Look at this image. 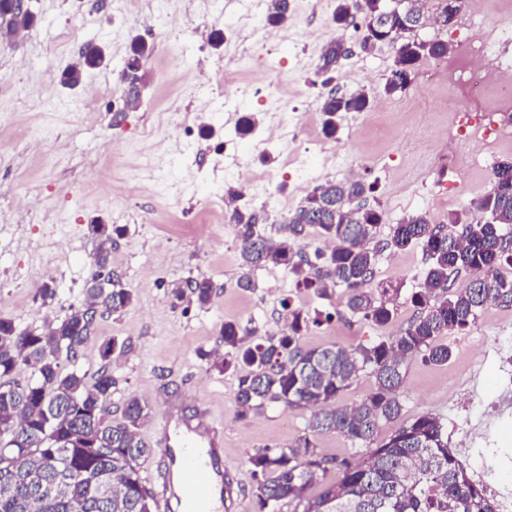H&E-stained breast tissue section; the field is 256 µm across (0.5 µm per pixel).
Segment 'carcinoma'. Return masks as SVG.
<instances>
[{
  "label": "carcinoma",
  "instance_id": "1",
  "mask_svg": "<svg viewBox=\"0 0 512 512\" xmlns=\"http://www.w3.org/2000/svg\"><path fill=\"white\" fill-rule=\"evenodd\" d=\"M15 0H0V19L14 30L31 28L35 16L18 12ZM457 0H438L434 14L452 25ZM430 18L421 0L392 11L387 0H334L333 22L340 27L361 22L360 46L365 51L391 44L395 56L391 73L413 75L425 58L448 56V43L412 40L401 33L423 27ZM151 47L132 39L126 61L132 91L137 72ZM346 42L332 39L322 48L319 70L335 73L344 60ZM369 94L329 92L321 111L329 138L336 136L334 118L362 112ZM492 188L477 196L467 211L455 213L446 224H433L414 214L393 225L385 248L395 253L419 244L427 273L411 297L420 312L391 341L372 346H300L303 327L322 321L301 309L288 312V333L255 342V329L226 322L221 337L227 354L213 362L220 371L238 373L235 394L238 413L246 418L266 406L281 403L311 412L308 428L296 445L257 451L248 458L246 471L257 512H280L285 501L297 502L301 512H495L476 484L448 448V435L433 414L419 415L376 439L380 422L401 414L398 391L406 361L419 356L429 365H444L451 357L437 338L463 332L477 313L493 301L512 303V280L500 268L512 266V161L493 165ZM372 185L358 179L327 182L315 187L278 234L259 229L257 214L234 209L243 247V265L272 264L287 270L297 286L312 288L328 297L336 287L349 293L348 309L376 325L394 317L393 296L399 288L375 283L376 251L369 247L382 213L366 203ZM330 244L312 262L302 240L305 232ZM119 225L106 226L103 241L93 257L86 304L58 323L42 330L21 328L0 317V512H154L155 499L140 461L152 449L139 429L149 417L147 404L128 396L121 418L112 420L110 369L112 356L125 344L112 338L101 347L103 364L86 381L78 368L82 345L97 318L120 313L133 303L120 277L103 276L108 270L112 235ZM475 277L462 291L453 292L452 280L461 272ZM187 288L197 305H207L212 285L190 280ZM30 370L22 385L14 376ZM362 371L375 379L373 391L360 403L339 406L337 400ZM335 432L357 446L341 460L321 454L315 435ZM337 478L327 480L329 472ZM323 484L315 497L308 490Z\"/></svg>",
  "mask_w": 512,
  "mask_h": 512
}]
</instances>
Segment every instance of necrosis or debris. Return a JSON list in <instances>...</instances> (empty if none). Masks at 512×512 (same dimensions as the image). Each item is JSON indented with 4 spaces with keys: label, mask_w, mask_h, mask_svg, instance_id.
<instances>
[{
    "label": "necrosis or debris",
    "mask_w": 512,
    "mask_h": 512,
    "mask_svg": "<svg viewBox=\"0 0 512 512\" xmlns=\"http://www.w3.org/2000/svg\"><path fill=\"white\" fill-rule=\"evenodd\" d=\"M488 11L485 0H468L459 19L461 35L448 57L435 63L448 87L446 104L452 121L448 126V148L430 154L431 168L453 160L463 144L470 141L476 146L471 161L479 167L484 166L487 156L512 144V57L499 48L501 42L512 39V30L489 27ZM278 97L281 105L256 150L265 152L270 142L283 145L282 166L293 175V184L301 191L315 178L306 171L295 145L301 140L319 143L323 131L315 115L299 112L287 86H280Z\"/></svg>",
    "instance_id": "4bbe7bcc"
}]
</instances>
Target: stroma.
<instances>
[{"instance_id":"stroma-1","label":"stroma","mask_w":512,"mask_h":512,"mask_svg":"<svg viewBox=\"0 0 512 512\" xmlns=\"http://www.w3.org/2000/svg\"><path fill=\"white\" fill-rule=\"evenodd\" d=\"M225 0H31L37 24L12 41H0V317L23 328L40 329L60 321L85 301L98 241L93 223L124 226L112 243L110 267L134 297L124 312L98 319L82 346L78 366L94 374L100 366V346L110 338L124 341L125 351L112 357V412L120 414L125 396L135 395L150 408L140 429L153 444L155 427L169 401L186 412L207 404L224 430V468L233 484V512H256L245 475L250 454L267 448H287L307 432L308 410L280 404L239 417L234 372L212 368L223 357L220 330L224 322H253L258 339L278 335L285 319L284 303L312 313L332 314L337 337L325 326L303 331V347L338 343L370 346L390 340L416 314L409 297L423 281L427 264L421 246L392 253L379 251L376 279L395 283L390 324L375 325L350 313L343 288L328 298L296 287L287 272L268 265L248 272L253 288H239L241 242L225 213L211 209L216 193L239 186L226 177L229 164L241 171L275 166L277 151L257 158L255 146L275 107L277 84L298 90L300 110L320 112L325 92L318 72L319 56L332 38L344 37L352 54L343 60L334 85L343 93L369 90L372 100L362 112L341 114L336 140L306 145L302 159L320 182L341 180L330 156L341 145L351 162L362 168L373 185L368 197L383 222L377 239H385L393 224L409 215L431 214L444 224L449 214L465 210L491 188L484 172L459 159L453 173L425 172V148L443 147L448 113L430 106L443 93L430 60L419 63L410 86L388 96L382 91L393 64L392 46L373 51L359 48L361 33H338L332 22V0H291L292 27L257 52L258 35L243 20V12L225 7ZM226 34L239 30L220 48L198 45L197 27ZM317 39L304 38V31ZM152 45L138 72L140 95L126 105L128 46L132 38ZM104 46L108 67L86 70L81 84L69 89L54 84L45 89L43 74L54 75L72 65L86 45ZM252 82L247 92L228 95L225 73ZM102 94L94 111L82 102L90 88ZM197 114L198 126L210 127L211 137L176 148L177 110ZM250 114L257 121L253 134H231L233 123ZM143 179L145 189L135 199L113 194L114 186ZM303 194L283 182L270 194L242 195L240 209L255 211L264 231L275 234L286 217L276 199ZM37 201L36 211L20 213L16 197ZM192 279L212 283L211 302L198 306L191 298L176 299L174 289ZM55 290L42 301L43 284ZM508 337L503 352L512 355V305L480 311L471 327L443 336L452 350L447 365L431 367L421 358L409 360L403 371L399 399L401 421L421 413L440 417L448 443L471 479L480 485L512 489V410L495 414L506 395L499 354L490 353L479 370L469 371L464 344L481 343L495 327ZM469 379L479 391L476 400L460 399L457 382ZM473 426L471 444L460 447L459 433Z\"/></svg>"}]
</instances>
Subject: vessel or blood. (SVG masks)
<instances>
[{
  "instance_id": "vessel-or-blood-1",
  "label": "vessel or blood",
  "mask_w": 512,
  "mask_h": 512,
  "mask_svg": "<svg viewBox=\"0 0 512 512\" xmlns=\"http://www.w3.org/2000/svg\"><path fill=\"white\" fill-rule=\"evenodd\" d=\"M158 440V512H226L223 436L208 410L164 416Z\"/></svg>"
}]
</instances>
